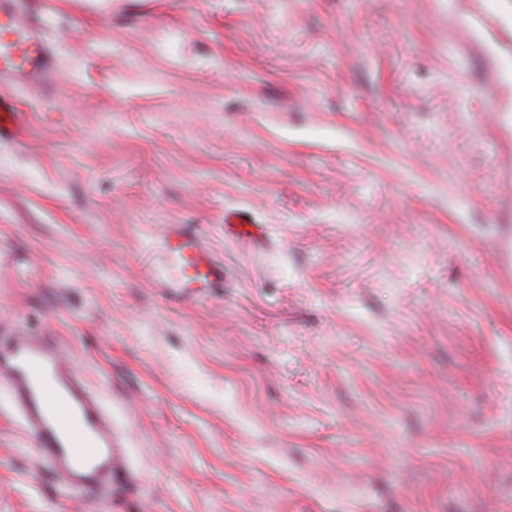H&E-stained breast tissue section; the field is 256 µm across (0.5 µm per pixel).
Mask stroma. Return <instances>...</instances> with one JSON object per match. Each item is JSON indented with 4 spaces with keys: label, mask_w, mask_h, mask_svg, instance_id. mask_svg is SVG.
Returning a JSON list of instances; mask_svg holds the SVG:
<instances>
[{
    "label": "stroma",
    "mask_w": 512,
    "mask_h": 512,
    "mask_svg": "<svg viewBox=\"0 0 512 512\" xmlns=\"http://www.w3.org/2000/svg\"><path fill=\"white\" fill-rule=\"evenodd\" d=\"M21 5L57 54L0 87V326L135 480L66 493L0 390V512H512V0ZM166 224L223 291L173 302ZM23 124V114L15 102L0 95V141L12 140L19 136Z\"/></svg>",
    "instance_id": "1"
}]
</instances>
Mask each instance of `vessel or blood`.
I'll return each instance as SVG.
<instances>
[{
  "label": "vessel or blood",
  "instance_id": "vessel-or-blood-1",
  "mask_svg": "<svg viewBox=\"0 0 512 512\" xmlns=\"http://www.w3.org/2000/svg\"><path fill=\"white\" fill-rule=\"evenodd\" d=\"M55 67V46L17 0H0V85L41 81ZM23 114L0 95V141L19 136ZM161 263L176 298L222 287L224 266L186 224L167 225ZM0 389L8 394L40 465L61 486L94 498L131 479L125 450L112 436V415L61 344L49 336L0 330Z\"/></svg>",
  "mask_w": 512,
  "mask_h": 512
}]
</instances>
